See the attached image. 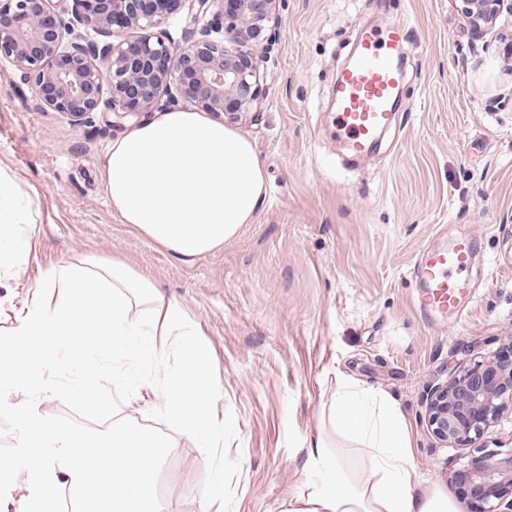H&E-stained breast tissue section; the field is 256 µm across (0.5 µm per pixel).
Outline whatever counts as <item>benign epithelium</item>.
I'll use <instances>...</instances> for the list:
<instances>
[{
  "label": "benign epithelium",
  "instance_id": "1",
  "mask_svg": "<svg viewBox=\"0 0 512 512\" xmlns=\"http://www.w3.org/2000/svg\"><path fill=\"white\" fill-rule=\"evenodd\" d=\"M186 0H0V58L31 83L45 107L81 122L107 101L113 112L138 115L185 100L204 112L236 115L258 100L257 61L243 50L277 41L272 22L285 0H195L186 46L173 50L152 29L182 11ZM471 30L492 29L512 0H457ZM90 29L104 40L85 34ZM130 29L144 34L121 38ZM226 33L229 50L214 35ZM109 97H104V94ZM427 425L453 448H472L512 411V339L492 356L450 376L426 395ZM448 484L466 512H512V449L473 448Z\"/></svg>",
  "mask_w": 512,
  "mask_h": 512
}]
</instances>
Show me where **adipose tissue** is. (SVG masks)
Returning a JSON list of instances; mask_svg holds the SVG:
<instances>
[{"label":"adipose tissue","instance_id":"1","mask_svg":"<svg viewBox=\"0 0 512 512\" xmlns=\"http://www.w3.org/2000/svg\"><path fill=\"white\" fill-rule=\"evenodd\" d=\"M112 211L179 259L208 254L252 223L265 193L264 165L238 130L202 112L172 110L116 136L104 163ZM32 214L18 183L0 172V274L28 259ZM154 305L150 318L133 316L134 299ZM0 336V399L21 436L22 457L0 458V476L24 474L26 493L13 512H59V489H69L80 512H161L157 474L178 434L215 447L223 428L212 407L219 369L186 307L120 261L64 264L48 270L12 312ZM178 337L179 366L164 367L157 337ZM120 366L114 386L134 392L126 369L163 370L155 405L171 434L114 424L93 436L45 418L33 402L55 394L45 374L67 367L73 383L63 396L106 407L101 383L106 361ZM305 479L283 512H463L436 485L417 476L407 420L385 392L341 376L321 408V431L307 450Z\"/></svg>","mask_w":512,"mask_h":512}]
</instances>
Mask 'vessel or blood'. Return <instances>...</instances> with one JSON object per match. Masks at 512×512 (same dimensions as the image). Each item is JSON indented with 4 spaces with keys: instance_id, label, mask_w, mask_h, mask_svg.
Here are the masks:
<instances>
[{
    "instance_id": "obj_1",
    "label": "vessel or blood",
    "mask_w": 512,
    "mask_h": 512,
    "mask_svg": "<svg viewBox=\"0 0 512 512\" xmlns=\"http://www.w3.org/2000/svg\"><path fill=\"white\" fill-rule=\"evenodd\" d=\"M404 31L401 21L364 31L336 75V127L355 153L367 152L392 123L402 89L399 61ZM473 267V245L464 234L448 247L423 253L413 267L422 307L437 316L458 314L471 292Z\"/></svg>"
}]
</instances>
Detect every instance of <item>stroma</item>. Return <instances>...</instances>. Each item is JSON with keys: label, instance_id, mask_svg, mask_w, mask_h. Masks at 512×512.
I'll return each mask as SVG.
<instances>
[{"label": "stroma", "instance_id": "obj_1", "mask_svg": "<svg viewBox=\"0 0 512 512\" xmlns=\"http://www.w3.org/2000/svg\"><path fill=\"white\" fill-rule=\"evenodd\" d=\"M280 15L271 53L252 50L261 96L232 121L264 162V201L236 238L187 261L107 200L105 151L132 117L104 106L74 124L0 58V170L35 220L0 302L22 306L52 267L115 258L186 306L220 369L215 414L233 427L215 448L176 439L159 476L166 512H282L342 373L396 400L420 478L447 487L467 451L428 429L426 393L512 333V15L479 39L454 0H286ZM396 19L408 23L396 121L358 158L336 135L332 83L360 31ZM462 234L478 253L472 298L426 318L410 270ZM40 411L94 434L116 419L168 428L120 395L108 410L50 397Z\"/></svg>", "mask_w": 512, "mask_h": 512}]
</instances>
